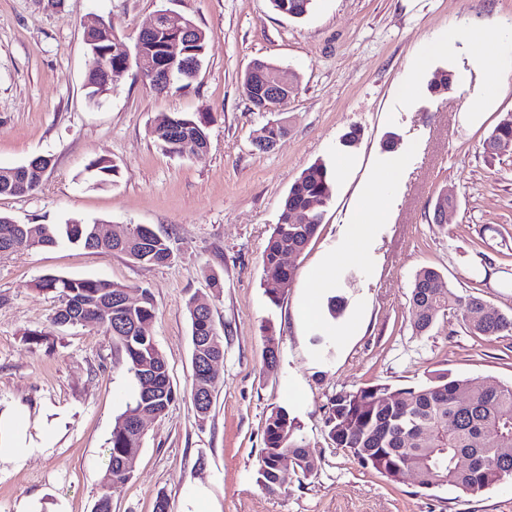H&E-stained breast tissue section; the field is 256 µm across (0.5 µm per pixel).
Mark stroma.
Listing matches in <instances>:
<instances>
[{"label": "stroma", "instance_id": "obj_1", "mask_svg": "<svg viewBox=\"0 0 512 512\" xmlns=\"http://www.w3.org/2000/svg\"><path fill=\"white\" fill-rule=\"evenodd\" d=\"M162 10L205 30L197 77L160 93L132 68L89 101L84 22L103 19L130 50ZM475 29L495 41L470 45L464 34ZM423 55L428 65L416 69ZM257 58L299 76L296 93L268 112L240 91ZM487 62L497 83L484 79ZM444 70L455 82L433 96L429 85ZM162 112L208 114L207 151H163L150 133ZM510 112L512 0H315L301 20L271 0H0V167L51 160L37 191L0 196V214L20 224H143L173 253L163 266L74 245L0 256V512H93L112 427L135 393L111 336L54 324V294L34 286L46 274L142 287L154 301L149 333L177 397L147 421L112 512H156L161 493L169 512H512L511 478L478 496L453 487L431 494L411 478L360 467L324 427L333 395L370 383L417 386L441 370L512 382V335H473L458 312L418 335L409 316L410 286L425 267L457 295L512 313V151L491 156L483 146ZM280 120L287 135L259 151L256 130ZM353 127L359 141L342 147ZM100 157L118 164L114 183L90 180L86 167ZM318 161L336 176L333 192L274 304L262 253L291 185ZM379 177L385 196H367ZM444 194L456 204L453 219L432 223ZM372 208L391 210L390 223L359 225ZM327 255L345 306L330 316L322 295L319 318L296 322L312 297L310 273ZM212 273L221 289L210 287ZM193 295L207 300L224 334L203 424L190 401ZM268 327L278 351L272 372ZM276 406L296 419L319 466L269 493L258 460Z\"/></svg>", "mask_w": 512, "mask_h": 512}]
</instances>
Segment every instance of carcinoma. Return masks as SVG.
<instances>
[{"label": "carcinoma", "mask_w": 512, "mask_h": 512, "mask_svg": "<svg viewBox=\"0 0 512 512\" xmlns=\"http://www.w3.org/2000/svg\"><path fill=\"white\" fill-rule=\"evenodd\" d=\"M278 12L294 19L307 16L314 0H271ZM88 49L105 51L115 45L116 35L103 20L93 17L84 25ZM175 40L171 24L161 22L144 44V52L154 64L141 70L142 76L158 92L154 65L166 64L168 48ZM207 44L206 32L198 27L188 54L202 60ZM127 72L125 56L90 62L84 87L89 98L119 84ZM208 120L204 117L161 114L152 135L170 154L182 152L181 135L187 133L199 146L208 148ZM512 143V113L494 127L484 141L485 152L497 154L496 144ZM90 177L105 185L119 174L116 162L98 158L87 166ZM45 175L40 166L0 168V195H23L39 188ZM334 176L326 164L316 162L294 181L282 210L301 208L310 216L307 224H278L263 253L266 274L278 277L286 286L293 281V268L283 257L302 251L316 235L322 220V207L330 199ZM134 233L103 236L98 226L72 219L65 224H13L0 215V255L37 250L62 242L104 252H118L144 264L169 263L171 249L161 237H149L135 225ZM35 287L58 299L53 318L59 323L61 312L75 311L90 325L112 336L118 360L136 381L134 402L118 416L109 439V461L102 482L106 493L98 500L95 512H112V492L131 477L141 448L142 434L138 415L144 411L163 415L175 400L167 363L154 337L146 327L155 317L150 292L140 289V300L133 307L121 305L117 298L125 286L104 279H74L47 274ZM409 313L415 333L428 331L440 315L448 311L462 314L466 329L476 336H500L512 333V315L476 297H460L432 268L421 269L414 278L409 297ZM191 320L194 381L191 402L199 423L210 414L217 377L203 365L224 355V338L207 310L199 311L195 298L187 303ZM329 439L361 467L373 469L397 481L410 474L422 489L451 486L476 495L502 480L512 477V383L479 378L452 379L441 371L429 383L418 387L394 389L387 384H371L353 392H339L329 399L324 412ZM299 425L284 407L274 408L266 418L259 456L258 479L268 491L288 485L290 477L281 470L280 459L292 457L302 475L313 473L315 461L306 451ZM479 460L474 468L458 466V457Z\"/></svg>", "instance_id": "obj_1"}]
</instances>
